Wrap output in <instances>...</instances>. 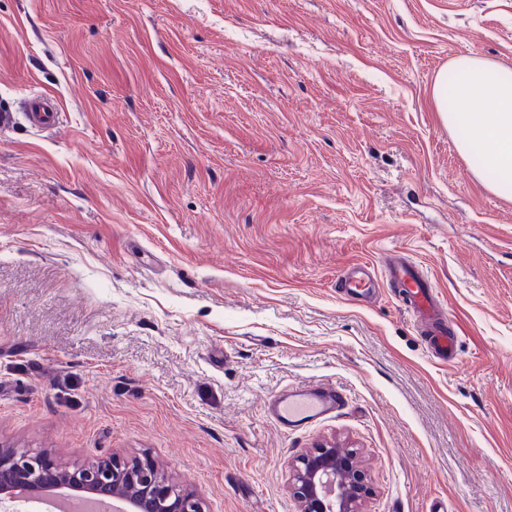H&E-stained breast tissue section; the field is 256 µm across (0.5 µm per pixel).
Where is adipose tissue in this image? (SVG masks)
Returning a JSON list of instances; mask_svg holds the SVG:
<instances>
[{
  "instance_id": "adipose-tissue-1",
  "label": "adipose tissue",
  "mask_w": 512,
  "mask_h": 512,
  "mask_svg": "<svg viewBox=\"0 0 512 512\" xmlns=\"http://www.w3.org/2000/svg\"><path fill=\"white\" fill-rule=\"evenodd\" d=\"M431 97L449 130H464L457 148L478 153L476 177L493 193L512 197V68L461 55L440 73Z\"/></svg>"
}]
</instances>
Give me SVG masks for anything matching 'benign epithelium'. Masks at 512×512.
I'll use <instances>...</instances> for the list:
<instances>
[{
  "mask_svg": "<svg viewBox=\"0 0 512 512\" xmlns=\"http://www.w3.org/2000/svg\"><path fill=\"white\" fill-rule=\"evenodd\" d=\"M123 481L142 486L140 496L130 500L129 512H205L195 491L177 488L148 456L126 460L114 455L73 471L46 453L0 448V502L49 487L120 499L114 488ZM292 491L300 512H363L371 494L356 455L334 444L295 459Z\"/></svg>",
  "mask_w": 512,
  "mask_h": 512,
  "instance_id": "obj_1",
  "label": "benign epithelium"
}]
</instances>
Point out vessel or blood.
<instances>
[{
	"mask_svg": "<svg viewBox=\"0 0 512 512\" xmlns=\"http://www.w3.org/2000/svg\"><path fill=\"white\" fill-rule=\"evenodd\" d=\"M60 116L59 101L54 94L33 92L22 101L20 113H0V129L13 126L20 118L32 127L46 129L58 125ZM383 264L384 273L379 276L369 263H351L338 272L336 286L341 294L356 302H369L376 296L381 280H388L397 288L406 311L420 322L428 353L440 365L453 362L456 323L446 300L440 297L427 273L398 250L385 253ZM342 407L340 392L331 384L318 383L291 387L269 397L263 404V411L287 433L333 417Z\"/></svg>",
	"mask_w": 512,
	"mask_h": 512,
	"instance_id": "vessel-or-blood-1",
	"label": "vessel or blood"
}]
</instances>
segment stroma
<instances>
[{
    "label": "stroma",
    "instance_id": "stroma-1",
    "mask_svg": "<svg viewBox=\"0 0 512 512\" xmlns=\"http://www.w3.org/2000/svg\"><path fill=\"white\" fill-rule=\"evenodd\" d=\"M512 68V0H0V443L144 454L207 512H298L290 463L356 451L364 512H512V199L431 99L450 60ZM402 249L457 323L441 366ZM347 404L282 433L264 400ZM17 114L32 127L51 128L60 123V105L57 97L50 92H33L21 102V112H1L0 129L8 128L16 123ZM382 262L385 277L398 289L405 310L420 322L428 353L440 365L453 362L457 325L427 273L398 250L385 253ZM336 287L341 294L358 303H370L380 289V283L373 266L368 262H354L338 272Z\"/></svg>",
    "mask_w": 512,
    "mask_h": 512
}]
</instances>
